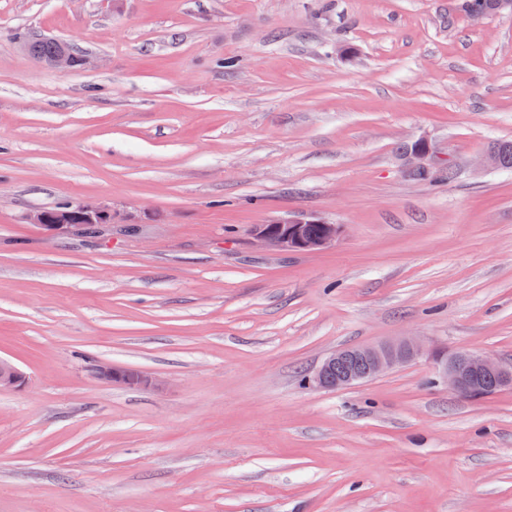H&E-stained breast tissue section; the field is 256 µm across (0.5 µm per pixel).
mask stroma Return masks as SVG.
Returning <instances> with one entry per match:
<instances>
[{
	"label": "stroma",
	"mask_w": 512,
	"mask_h": 512,
	"mask_svg": "<svg viewBox=\"0 0 512 512\" xmlns=\"http://www.w3.org/2000/svg\"><path fill=\"white\" fill-rule=\"evenodd\" d=\"M422 135L452 181L403 169ZM503 140L512 16L459 0H0V512H512V389L305 382L404 337L512 363ZM76 202L111 224L26 221ZM288 216L342 232L256 246ZM27 55L32 59L45 64L59 49V51L48 61L49 68L58 73L66 74L75 68L76 56L69 43L63 42L60 45L46 40L33 38L28 41ZM313 225L318 226V232L311 231ZM340 232L338 224L319 219L288 218L258 225L255 236L258 245L266 249L314 252L333 245ZM27 383L26 374L13 362L0 357V390H21ZM95 375L108 384L141 387H158L161 385V380L148 372L121 368L108 362L98 363L95 367Z\"/></svg>",
	"instance_id": "stroma-1"
}]
</instances>
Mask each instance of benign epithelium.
<instances>
[{"mask_svg": "<svg viewBox=\"0 0 512 512\" xmlns=\"http://www.w3.org/2000/svg\"><path fill=\"white\" fill-rule=\"evenodd\" d=\"M77 62L83 67L87 59L76 57L71 45L65 42L48 61V66L66 74L75 69ZM403 161L409 170L429 173L440 172L446 167L459 169L457 163L440 158L426 136L413 140V146L403 155ZM30 221L52 230L80 228L94 232L99 226L112 223V209L105 205L72 203L62 209L36 211L30 216ZM340 232L338 224H328L319 219L288 218L258 225L256 242L270 250L314 252L333 245ZM426 354L428 350L417 338L343 349L326 357L307 383L317 390H342L377 378ZM431 357L438 374L462 398L484 394V381L487 379L493 380L498 389L512 387V364H505L495 357L470 351H461L449 358L435 353ZM95 375L108 384L161 385V380L148 372L121 368L108 362L98 363ZM26 383V374L17 365L0 357V390L18 391Z\"/></svg>", "mask_w": 512, "mask_h": 512, "instance_id": "1", "label": "benign epithelium"}]
</instances>
